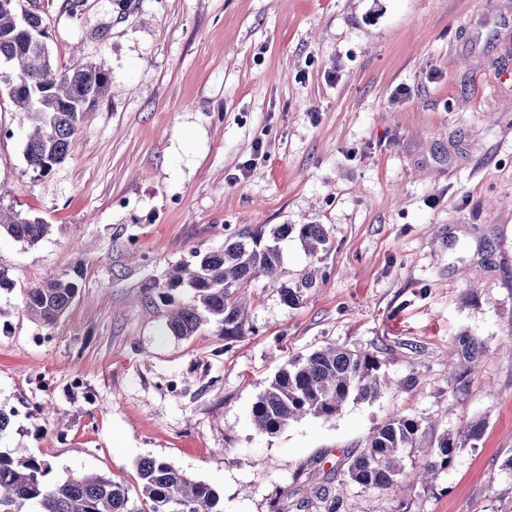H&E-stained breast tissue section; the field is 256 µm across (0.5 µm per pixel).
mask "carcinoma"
<instances>
[{
  "label": "carcinoma",
  "instance_id": "carcinoma-1",
  "mask_svg": "<svg viewBox=\"0 0 512 512\" xmlns=\"http://www.w3.org/2000/svg\"><path fill=\"white\" fill-rule=\"evenodd\" d=\"M0 71L16 106L35 121L24 147L27 168L36 177L48 175L67 159L86 114L109 90L100 63L77 67L58 64L47 43L42 17L22 0H0ZM51 225L28 218L13 206L0 204V236L34 246ZM297 234L307 254L316 259L330 248L322 224L244 226L207 251L193 249L186 260L169 268L152 285L153 299L169 307L167 329L176 337L193 335L201 325H215L224 337L238 336L249 321L245 298L250 285L264 280L280 290L285 303L295 304L299 291L282 282L281 242ZM80 271L62 272L21 289L27 318L50 327L69 309L79 293ZM185 292L188 299L176 301ZM381 363L369 351L331 343L306 357L288 360L259 394L252 407L257 431L273 433L288 423L312 416L330 419L348 400L373 401L386 387ZM422 423L396 415L374 430L367 447L347 468V483L391 494L410 479L402 459L409 448L425 457L424 471L436 475L452 463L456 447L444 436L425 446ZM50 462L22 448L0 452V512H223L219 495L168 461L147 456L137 463L140 499L112 479L97 475L69 476L49 482Z\"/></svg>",
  "mask_w": 512,
  "mask_h": 512
}]
</instances>
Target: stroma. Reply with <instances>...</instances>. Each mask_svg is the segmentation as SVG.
I'll list each match as a JSON object with an SVG mask.
<instances>
[{"instance_id":"stroma-1","label":"stroma","mask_w":512,"mask_h":512,"mask_svg":"<svg viewBox=\"0 0 512 512\" xmlns=\"http://www.w3.org/2000/svg\"><path fill=\"white\" fill-rule=\"evenodd\" d=\"M66 3L23 0L56 61L103 63L112 89L45 177L0 91V201L51 226L33 246L0 238L17 285L0 291V451L133 498L138 461L159 457L224 512H512V0ZM259 224L330 233L315 262L282 244L297 305L258 281L241 336L170 335L151 282ZM73 269L68 311L32 323L20 287ZM463 335L487 351L456 378ZM330 343L378 352L387 389L258 432L274 375ZM397 414L449 436L454 463L394 496L348 483Z\"/></svg>"}]
</instances>
